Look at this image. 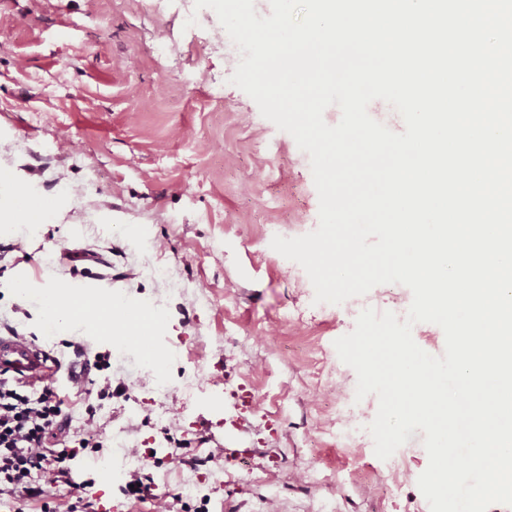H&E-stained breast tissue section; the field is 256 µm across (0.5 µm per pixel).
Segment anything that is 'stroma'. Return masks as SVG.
Here are the masks:
<instances>
[{
    "label": "stroma",
    "mask_w": 512,
    "mask_h": 512,
    "mask_svg": "<svg viewBox=\"0 0 512 512\" xmlns=\"http://www.w3.org/2000/svg\"><path fill=\"white\" fill-rule=\"evenodd\" d=\"M239 60L233 43L206 46L174 8L153 19L140 0H0V169L37 195L76 190L52 223L0 231V334L35 338L60 359L68 341L108 356V370L92 376L111 377L120 393L58 381L71 425L91 413L105 448L127 440L136 475L152 495L172 497L174 512H269L273 484L278 512H430L417 485L429 463L422 430L388 462L367 430L376 395L361 402L357 450L326 409L357 384L335 340L365 308L407 312L412 292L381 284L318 304L305 270L272 249L280 231L317 228L319 198L308 154L230 84ZM214 76L228 79L219 108ZM147 264L171 267L181 291L144 274ZM77 284L96 297L154 302L166 397H155L142 357L118 351L102 321L61 323L47 337L46 293ZM191 374L194 392L183 387ZM238 384L261 405L236 433L253 456L229 474L224 396ZM132 406L141 416L130 424ZM189 462L201 485L183 498ZM93 466L76 458L52 512H74L89 478L97 512H150L149 499L125 496Z\"/></svg>",
    "instance_id": "stroma-1"
}]
</instances>
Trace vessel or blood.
<instances>
[{"instance_id":"1","label":"vessel or blood","mask_w":512,"mask_h":512,"mask_svg":"<svg viewBox=\"0 0 512 512\" xmlns=\"http://www.w3.org/2000/svg\"><path fill=\"white\" fill-rule=\"evenodd\" d=\"M157 326V319H148L142 327H131L123 340L142 353H154ZM56 370L55 357L35 341L23 336H0V374H8L34 387L52 380ZM257 404L254 393L247 386L233 389L224 411V420L230 429H237L242 415Z\"/></svg>"}]
</instances>
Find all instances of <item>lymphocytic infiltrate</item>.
Here are the masks:
<instances>
[{
	"label": "lymphocytic infiltrate",
	"instance_id": "f902f5d3",
	"mask_svg": "<svg viewBox=\"0 0 512 512\" xmlns=\"http://www.w3.org/2000/svg\"><path fill=\"white\" fill-rule=\"evenodd\" d=\"M54 385L30 388L0 377V499L14 512H24L27 500L52 502L70 485V462L78 449L99 451L103 443L93 420L70 448V420Z\"/></svg>",
	"mask_w": 512,
	"mask_h": 512
}]
</instances>
